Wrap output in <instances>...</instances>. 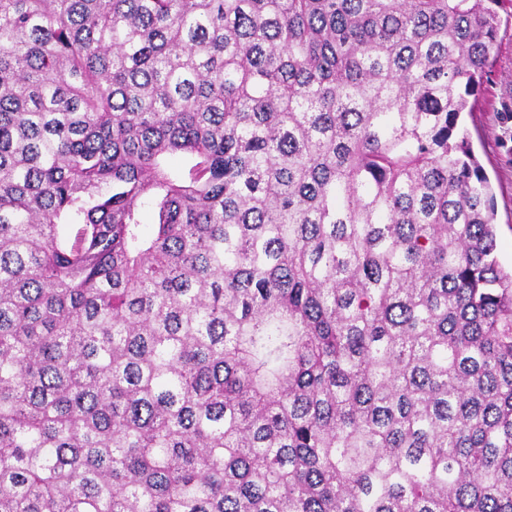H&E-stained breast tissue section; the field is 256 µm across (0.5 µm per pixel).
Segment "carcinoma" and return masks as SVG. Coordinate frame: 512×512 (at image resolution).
<instances>
[{
    "label": "carcinoma",
    "instance_id": "1",
    "mask_svg": "<svg viewBox=\"0 0 512 512\" xmlns=\"http://www.w3.org/2000/svg\"><path fill=\"white\" fill-rule=\"evenodd\" d=\"M502 2L0 0V512H512ZM501 28L494 50V65L484 86L479 110L465 115L473 149L495 195L497 207L496 253L500 263L512 267V140L505 128L512 113V7L500 10Z\"/></svg>",
    "mask_w": 512,
    "mask_h": 512
}]
</instances>
